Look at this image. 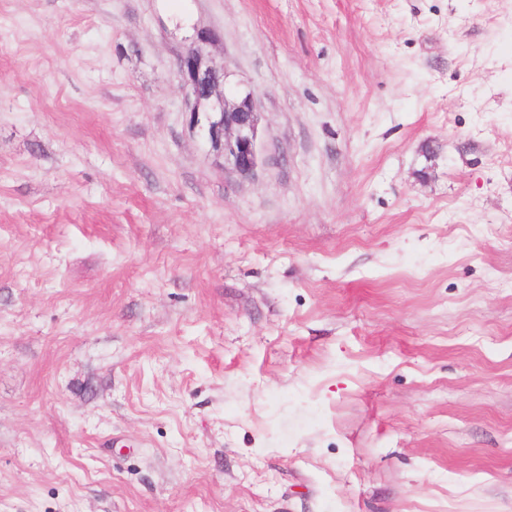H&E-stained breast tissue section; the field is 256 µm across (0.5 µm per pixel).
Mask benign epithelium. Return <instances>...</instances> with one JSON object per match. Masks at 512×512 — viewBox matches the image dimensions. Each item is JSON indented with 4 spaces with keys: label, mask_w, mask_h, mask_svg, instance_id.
<instances>
[{
    "label": "benign epithelium",
    "mask_w": 512,
    "mask_h": 512,
    "mask_svg": "<svg viewBox=\"0 0 512 512\" xmlns=\"http://www.w3.org/2000/svg\"><path fill=\"white\" fill-rule=\"evenodd\" d=\"M216 38L211 30L197 31L194 45L178 58L187 112L192 125L203 132L224 160V176L252 177L257 174L264 153L256 94L250 87L226 92V67L213 64L207 50Z\"/></svg>",
    "instance_id": "obj_1"
}]
</instances>
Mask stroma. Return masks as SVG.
<instances>
[{
    "label": "stroma",
    "instance_id": "stroma-1",
    "mask_svg": "<svg viewBox=\"0 0 512 512\" xmlns=\"http://www.w3.org/2000/svg\"><path fill=\"white\" fill-rule=\"evenodd\" d=\"M0 512H512V0H0ZM216 38L211 30H197L194 45L178 58V70L186 88L187 112L192 125L199 127L212 149L224 160L225 177H252L257 174L264 153L256 94L250 87L226 92V66L213 64L207 50Z\"/></svg>",
    "mask_w": 512,
    "mask_h": 512
}]
</instances>
